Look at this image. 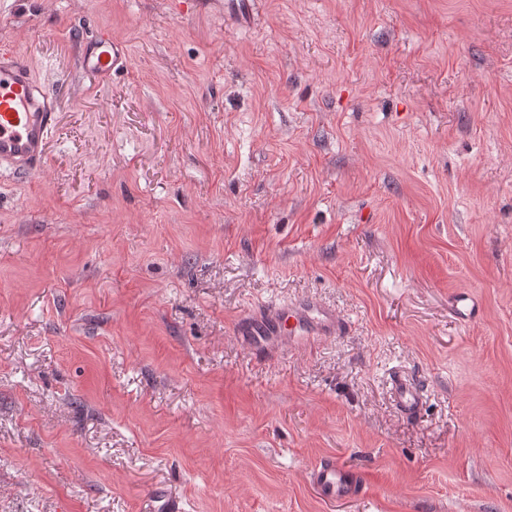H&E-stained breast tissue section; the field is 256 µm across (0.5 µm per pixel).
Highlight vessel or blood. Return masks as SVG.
Segmentation results:
<instances>
[{"mask_svg":"<svg viewBox=\"0 0 512 512\" xmlns=\"http://www.w3.org/2000/svg\"><path fill=\"white\" fill-rule=\"evenodd\" d=\"M125 45L108 29L96 30L80 46L82 71L94 79L108 80L128 65ZM58 122L56 103L35 75L32 59L10 48L0 49V169L30 172L44 163L50 136ZM343 322L330 308L309 301L298 307L279 306L263 310L241 323L236 331L250 350H263L278 336L295 342L306 336H333ZM400 411L415 417L422 404L420 390L408 380L395 379ZM313 484L328 499H346L359 492L353 474L330 461L315 467Z\"/></svg>","mask_w":512,"mask_h":512,"instance_id":"obj_1","label":"vessel or blood"}]
</instances>
